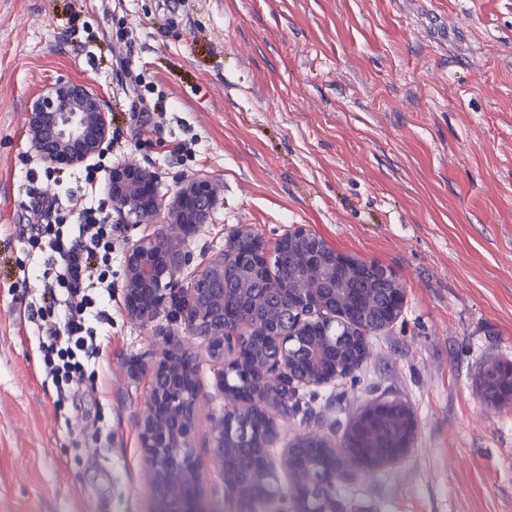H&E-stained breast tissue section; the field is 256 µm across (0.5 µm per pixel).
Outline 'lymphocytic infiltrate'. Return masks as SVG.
Segmentation results:
<instances>
[{"label":"lymphocytic infiltrate","instance_id":"f902f5d3","mask_svg":"<svg viewBox=\"0 0 512 512\" xmlns=\"http://www.w3.org/2000/svg\"><path fill=\"white\" fill-rule=\"evenodd\" d=\"M64 203L77 214V223H61L58 213ZM32 207L40 221L24 225L20 237L43 256L36 274L50 301L30 307L28 319L39 332L47 378L66 393L99 357L104 306L112 299L106 274L112 266V226L101 207L87 203L77 191L64 202L34 195Z\"/></svg>","mask_w":512,"mask_h":512}]
</instances>
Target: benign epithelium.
<instances>
[{
    "instance_id": "obj_1",
    "label": "benign epithelium",
    "mask_w": 512,
    "mask_h": 512,
    "mask_svg": "<svg viewBox=\"0 0 512 512\" xmlns=\"http://www.w3.org/2000/svg\"><path fill=\"white\" fill-rule=\"evenodd\" d=\"M28 128L41 163L59 169L99 154L109 141L111 117L96 91L81 82L62 81L33 103ZM104 193L121 223L138 224L147 217L162 223L154 234L126 241V309L143 325L166 313L170 324L201 339L211 360L220 365L216 387L225 407L213 419V456L238 512H258L259 502L266 499L276 505L275 512H346L336 498V486L349 477L351 468L371 471L411 453L417 419L409 406L395 402L360 410L340 443L305 433L275 448L280 440L277 420L289 416L284 394L321 388L341 377L336 362L327 356L328 345L335 343L336 323L366 343L371 330L359 316L360 308L371 311L372 324L382 329L401 315L404 289L388 270L378 272L381 280L392 283L381 293L367 281L362 288L340 286V272L360 267V261L298 225L271 252L259 236L246 230L236 233L224 252L184 288L180 276L193 256L173 246L172 239L210 222L217 201L215 184L205 177L190 178L167 201L156 177L127 161L112 168ZM273 259L298 266L299 280L288 287L268 280ZM228 270L242 287H227ZM196 365V352L173 335L151 365L140 437L159 512L205 510V464L193 446L200 397ZM385 421L399 426L396 451L353 454L350 436ZM248 448L262 449V466L256 471L238 465Z\"/></svg>"
}]
</instances>
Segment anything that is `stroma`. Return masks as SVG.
<instances>
[{
    "instance_id": "stroma-1",
    "label": "stroma",
    "mask_w": 512,
    "mask_h": 512,
    "mask_svg": "<svg viewBox=\"0 0 512 512\" xmlns=\"http://www.w3.org/2000/svg\"><path fill=\"white\" fill-rule=\"evenodd\" d=\"M99 94L162 191L207 176L219 201L182 242L200 271L241 228L275 247L304 225L390 270L401 316L368 338L353 375L318 389L281 438L343 437L367 405L396 400L418 420L401 462L337 487L364 512H512V403L479 373L512 363V0H0V512H155L139 419L151 357L168 329L126 310V239L114 227L112 303L83 394L47 379L31 322L35 266L19 227L31 196L83 187L45 176L27 111L58 81ZM161 119L135 137L141 114ZM185 150H178V143ZM195 452L217 512H235L210 462L224 408L201 340Z\"/></svg>"
}]
</instances>
